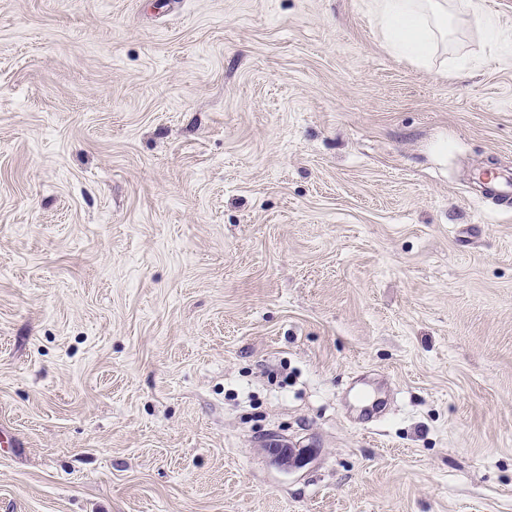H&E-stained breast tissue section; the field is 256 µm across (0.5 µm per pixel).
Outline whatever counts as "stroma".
I'll use <instances>...</instances> for the list:
<instances>
[{
  "label": "stroma",
  "instance_id": "35a3bbf8",
  "mask_svg": "<svg viewBox=\"0 0 512 512\" xmlns=\"http://www.w3.org/2000/svg\"><path fill=\"white\" fill-rule=\"evenodd\" d=\"M486 4L441 76L368 0H0V512H512Z\"/></svg>",
  "mask_w": 512,
  "mask_h": 512
}]
</instances>
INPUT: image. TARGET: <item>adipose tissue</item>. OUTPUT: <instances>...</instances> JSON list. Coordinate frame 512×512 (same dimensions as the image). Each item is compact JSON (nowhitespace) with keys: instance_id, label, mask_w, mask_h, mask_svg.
Listing matches in <instances>:
<instances>
[{"instance_id":"obj_1","label":"adipose tissue","mask_w":512,"mask_h":512,"mask_svg":"<svg viewBox=\"0 0 512 512\" xmlns=\"http://www.w3.org/2000/svg\"><path fill=\"white\" fill-rule=\"evenodd\" d=\"M371 9L392 52L447 71L438 54L453 32L452 0H371Z\"/></svg>"}]
</instances>
